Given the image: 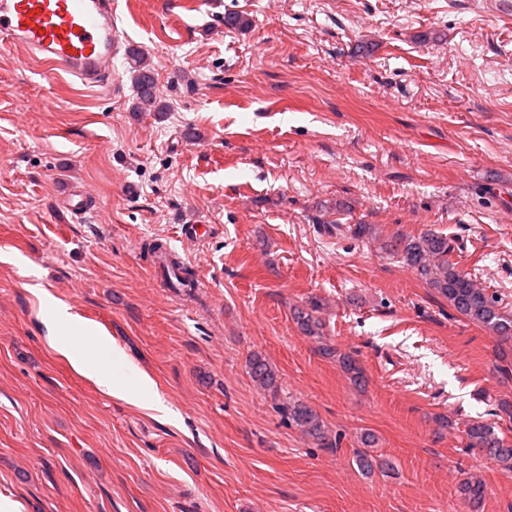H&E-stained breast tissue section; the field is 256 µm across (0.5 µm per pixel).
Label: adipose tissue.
<instances>
[{
    "instance_id": "1",
    "label": "adipose tissue",
    "mask_w": 512,
    "mask_h": 512,
    "mask_svg": "<svg viewBox=\"0 0 512 512\" xmlns=\"http://www.w3.org/2000/svg\"><path fill=\"white\" fill-rule=\"evenodd\" d=\"M43 305L60 333L53 347L67 358L79 373L94 380L107 395L132 402H140L150 392L151 382L146 375L133 373L131 381L115 379L112 364L122 353L108 337L95 333L78 315L71 313L67 304L52 297H44Z\"/></svg>"
}]
</instances>
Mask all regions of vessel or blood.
<instances>
[{
    "mask_svg": "<svg viewBox=\"0 0 512 512\" xmlns=\"http://www.w3.org/2000/svg\"><path fill=\"white\" fill-rule=\"evenodd\" d=\"M0 37L87 87L112 81L113 0H0Z\"/></svg>",
    "mask_w": 512,
    "mask_h": 512,
    "instance_id": "b4317fda",
    "label": "vessel or blood"
}]
</instances>
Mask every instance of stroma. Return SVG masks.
<instances>
[{"label": "stroma", "mask_w": 512, "mask_h": 512, "mask_svg": "<svg viewBox=\"0 0 512 512\" xmlns=\"http://www.w3.org/2000/svg\"><path fill=\"white\" fill-rule=\"evenodd\" d=\"M250 18L229 29L226 13ZM111 87L0 43V492L21 512H512V471L439 417L512 440L498 343L368 240L435 229L512 310V0H116ZM164 113L136 112L127 48ZM80 186L96 211L58 198ZM211 227L202 242L182 225ZM159 240L193 273L156 277ZM42 284L146 373L108 396L51 346ZM319 301L356 391L292 310ZM279 371L259 389L251 353ZM312 406L338 449L280 407ZM391 471L362 475V432ZM458 493L470 505L471 512H478L486 496L485 483L478 477L468 476L459 485Z\"/></svg>", "instance_id": "stroma-1"}]
</instances>
